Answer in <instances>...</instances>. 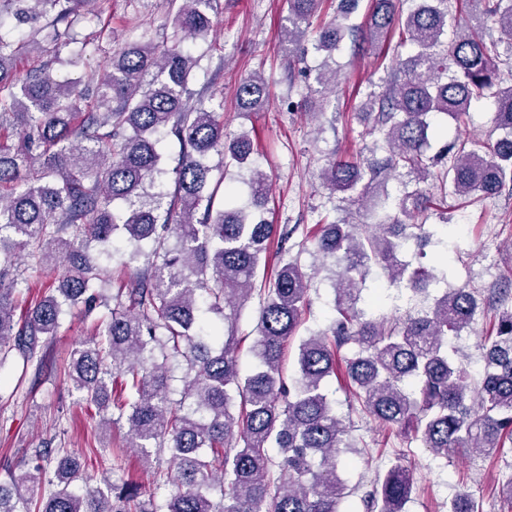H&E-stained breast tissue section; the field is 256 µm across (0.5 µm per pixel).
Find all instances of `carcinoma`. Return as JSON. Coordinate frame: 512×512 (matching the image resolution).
Returning <instances> with one entry per match:
<instances>
[{
    "mask_svg": "<svg viewBox=\"0 0 512 512\" xmlns=\"http://www.w3.org/2000/svg\"><path fill=\"white\" fill-rule=\"evenodd\" d=\"M13 16L36 20L50 12L54 22L80 14L95 0H12ZM217 0H179L173 24L181 33L171 45L151 40L126 43L104 61L106 76L87 104L81 83L57 80L43 63L24 75L10 65L12 44L0 39V343L13 340L23 363L41 364L43 340L57 335L67 309L101 304L94 288L100 267L91 243L123 233L129 259L150 254L162 259L129 274L112 296L113 307L98 334L74 349L67 376L84 400L126 418L132 447L172 452L173 469L164 484L174 491L160 510L142 499L134 483L85 484L73 489L84 468L80 456L62 449L35 448L29 462L0 481V512H337L344 488L336 475V454L347 429L323 392L338 375L337 355L357 345L345 360L344 378L361 409L384 427H397L437 455L457 448L488 454L512 443V308L496 310L484 338L483 370L468 381V364L448 354V337L469 327L479 309L478 295L466 285L445 288L427 311L390 323L358 308L361 286L374 271L391 286L428 295L443 267L399 260L413 243L422 249L432 233L419 216L443 208L450 195L491 196L512 184V85L501 87L493 49L456 24L448 37V0H371L365 38L394 44L400 79L380 97L364 103L376 111L388 156L382 165L332 161L320 172L332 192L364 183L358 197L369 209L384 208L370 195L385 170H406L417 188L392 201L372 231L347 220L323 227L309 252L336 267L334 303L338 317L325 331L302 339L294 354L292 384L286 385V345L297 335L309 306L311 277L290 254L288 231L266 222V173L250 167L251 201L222 209L205 194L211 153L239 167L253 145L247 134L231 135L224 121L203 102L189 101L197 67L187 42L208 36ZM325 0H288V42L303 60L302 25H312ZM360 0H339L338 17L315 29L314 48L325 53L317 80L328 90L339 74L334 59L345 24ZM457 11L486 17L512 35V0H456ZM397 41H392L394 31ZM411 48L406 58L401 49ZM268 83L259 74L237 88L243 112L266 103ZM490 97L495 128L502 135L490 147L474 140L444 145L426 155L430 140L445 133L439 116L456 118L475 101ZM174 135L183 146L173 169L175 191L165 213L159 191L167 170L161 166L160 136ZM439 184L425 194L419 185ZM126 208L114 210L115 201ZM276 244L279 266L267 270ZM44 268L68 262L56 293L27 303L18 288L17 258ZM258 295L259 361L251 374L240 372L236 336L214 332L204 341L206 311L229 321L237 302ZM186 365L182 396H170L169 362ZM46 485L34 499L25 492ZM412 478L395 462L373 480L362 502L366 512H403ZM448 512H480L466 493Z\"/></svg>",
    "mask_w": 512,
    "mask_h": 512,
    "instance_id": "cac0c4a2",
    "label": "carcinoma"
}]
</instances>
